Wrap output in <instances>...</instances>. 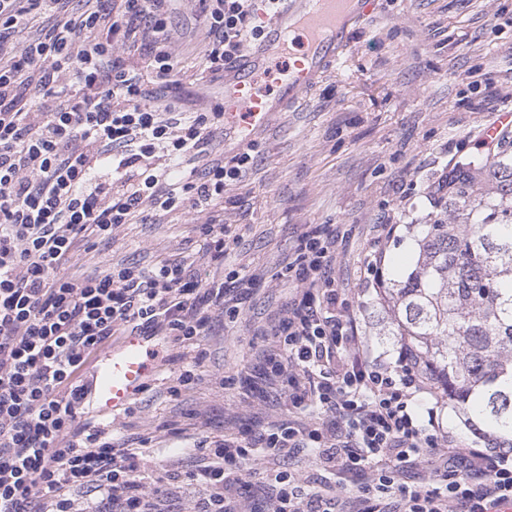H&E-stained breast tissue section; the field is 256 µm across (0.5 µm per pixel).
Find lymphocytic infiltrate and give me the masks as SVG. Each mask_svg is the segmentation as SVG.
I'll list each match as a JSON object with an SVG mask.
<instances>
[{
	"label": "lymphocytic infiltrate",
	"mask_w": 512,
	"mask_h": 512,
	"mask_svg": "<svg viewBox=\"0 0 512 512\" xmlns=\"http://www.w3.org/2000/svg\"><path fill=\"white\" fill-rule=\"evenodd\" d=\"M162 3L0 0V512H78L85 489L112 512H166L160 488L143 481L136 449L109 429L77 426L80 372L128 328L182 346L200 340L214 311H238L225 280L249 285L224 269V188L251 155L174 183L153 162L159 150L180 163L198 158L224 124L220 105L180 112L151 103L154 89L172 88L177 67L164 48ZM201 3L202 63L217 72L261 40L258 14H276L282 0ZM37 9L50 23L38 38L13 43ZM148 37L158 43L148 65L113 61ZM107 163L117 174L110 185L95 173ZM160 212L198 216L194 231L214 279L166 259L73 272L91 239L111 240ZM335 266V234L311 230L282 272L296 291L267 331L275 355L265 376L280 386L286 418L248 437L200 441V465L170 480L200 492L196 512H246L240 489L256 466L311 450L323 479L267 470V512H499L512 503V448H467L441 428L444 397L406 348L392 360L375 351L340 300ZM428 393L435 405L421 421L412 406Z\"/></svg>",
	"instance_id": "lymphocytic-infiltrate-1"
}]
</instances>
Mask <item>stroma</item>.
Listing matches in <instances>:
<instances>
[{"label": "stroma", "instance_id": "stroma-1", "mask_svg": "<svg viewBox=\"0 0 512 512\" xmlns=\"http://www.w3.org/2000/svg\"><path fill=\"white\" fill-rule=\"evenodd\" d=\"M178 62L183 109L196 103L206 25L199 0H173L164 14ZM512 108V0H378L355 25L338 72L328 73L292 110L276 113L251 141L253 162L224 192V222L234 239L230 263L253 280L241 313L212 315L200 346H164L157 372L129 405L109 416L89 408L79 425L111 426L133 443L141 464L162 478L171 512H193L196 493L165 472L194 469L195 440L237 428L257 429L284 415L278 390L261 381L265 330L286 308L292 285L281 272L299 237L319 227L340 232L337 287L365 324L376 351L396 354L377 335L372 290L362 281L369 229L387 215L399 228L385 242L384 278H395L401 255L416 253L409 224L437 213L429 190L450 161L476 152L479 130ZM202 241L182 214L156 224H126L111 242L82 253L86 268L105 263L149 266L186 258L197 275L213 270ZM201 380L180 396L171 386L196 352Z\"/></svg>", "mask_w": 512, "mask_h": 512}]
</instances>
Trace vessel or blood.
<instances>
[{"instance_id": "vessel-or-blood-1", "label": "vessel or blood", "mask_w": 512, "mask_h": 512, "mask_svg": "<svg viewBox=\"0 0 512 512\" xmlns=\"http://www.w3.org/2000/svg\"><path fill=\"white\" fill-rule=\"evenodd\" d=\"M376 0H286L264 23V39L224 66L215 89L225 116L237 122L242 139L265 129L274 113L296 106L318 81L340 65L350 24L369 17ZM512 128V109L500 110L482 138L495 143ZM161 343L140 330H127L97 357L85 404L112 414L143 390L155 368Z\"/></svg>"}]
</instances>
